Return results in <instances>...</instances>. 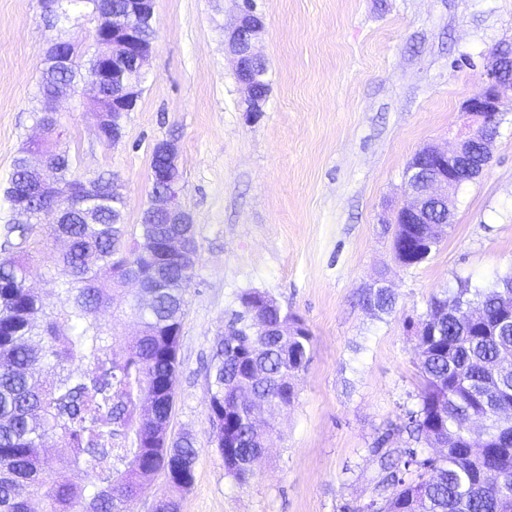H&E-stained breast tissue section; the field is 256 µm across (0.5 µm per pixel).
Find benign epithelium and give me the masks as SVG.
<instances>
[{"mask_svg":"<svg viewBox=\"0 0 512 512\" xmlns=\"http://www.w3.org/2000/svg\"><path fill=\"white\" fill-rule=\"evenodd\" d=\"M155 0H126L122 11L103 10L94 7L75 14L74 19L91 18L97 21L94 41L100 56V65L85 83L93 93L92 104L86 112L93 120L99 139H104L101 121L98 116L97 102L101 89L112 87V109L125 116L135 110L140 99L139 88L127 84L123 77L111 65L118 56L132 58L134 67L147 75V62L151 55V45L139 39L135 28L138 18L154 17ZM265 28L264 17L257 13L253 0H243V6L235 24L224 33L225 42L235 58L236 77L245 94L247 112L254 114L263 111L264 99L255 93V85L261 81L263 73L251 68V64L260 60L255 45L261 39ZM79 52V45L69 37H59L46 52L57 66L72 64ZM482 91L465 101L462 105L465 121L454 135L451 148L435 146L424 147L418 159L411 162L406 174V186L409 202L397 210L396 224H422L426 241H435L446 233L448 222L435 223L428 219L429 205L433 202H446L453 207L452 193L463 177L474 179L482 170H473L463 174V162L473 144L480 145L485 162H490V145L497 133L490 132L499 126L500 117L507 105H512V46L501 44L486 58L483 72ZM55 92L43 101V118L37 122L40 131L39 143L49 151H34L28 155V166L35 174L32 186L26 191L36 200L48 201L46 213L60 222L70 210L80 208L102 191L98 177L90 175L79 182L66 186L58 177L50 158V153L67 155L63 149L64 131L58 120ZM179 170L178 146L173 138L156 142L152 150V178L163 182V188L152 193L150 210L167 218L171 224H189V213L179 203L181 179L176 176ZM169 250L185 260H192L185 236L181 234L168 238Z\"/></svg>","mask_w":512,"mask_h":512,"instance_id":"7a95c632","label":"benign epithelium"}]
</instances>
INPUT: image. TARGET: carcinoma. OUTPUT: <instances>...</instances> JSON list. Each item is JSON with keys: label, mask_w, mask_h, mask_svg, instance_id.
I'll return each mask as SVG.
<instances>
[{"label": "carcinoma", "mask_w": 512, "mask_h": 512, "mask_svg": "<svg viewBox=\"0 0 512 512\" xmlns=\"http://www.w3.org/2000/svg\"><path fill=\"white\" fill-rule=\"evenodd\" d=\"M97 68L95 54L82 55L60 70L45 64L39 96L77 84ZM32 179L23 156L13 161L4 196L11 205ZM121 204L108 202L92 223L72 212L67 223L41 218L29 224L9 219L0 230V512H127L154 473L180 470L168 491L155 498L157 512H179V498L193 484L197 452L187 435L169 434L178 368L179 333L185 314L182 283L195 267L169 257L162 247L179 229L144 209L140 223H115ZM63 238L68 248L48 276L55 302L48 306L27 286L32 252L40 240ZM395 245L410 250L409 263L426 260L420 225L398 224ZM142 279L151 294L145 306L120 285ZM241 308L264 329L234 314L211 359L208 379L212 441L224 471L243 486L266 450L269 431L259 417L296 398L288 382L309 362L312 336L297 317L256 292L239 296ZM366 304L389 312L394 296L377 290ZM480 312L476 323L448 313L454 305ZM131 314L142 324L134 340L115 349L118 336L98 318ZM423 386L418 410L404 430L415 442L440 449L391 448L383 454L384 475L375 512H512V271L487 288L469 282L432 297L416 345ZM86 365L77 374L74 364ZM63 453L48 458L47 439ZM86 480H69L71 471Z\"/></svg>", "instance_id": "1"}]
</instances>
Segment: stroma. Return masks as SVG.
I'll use <instances>...</instances> for the list:
<instances>
[{
  "label": "stroma",
  "mask_w": 512,
  "mask_h": 512,
  "mask_svg": "<svg viewBox=\"0 0 512 512\" xmlns=\"http://www.w3.org/2000/svg\"><path fill=\"white\" fill-rule=\"evenodd\" d=\"M254 3L270 87L261 114H247L224 43L241 0H156L149 78L122 140L98 141L82 96L61 95L58 118L78 173L122 182L128 224L149 199L154 144L178 138L198 243L169 426L197 450L180 512H349L372 499L382 450L408 444L388 429L417 407L416 329L431 296L512 270L510 109L438 249L403 267L392 248L407 164L424 146L450 147L486 58L512 43V0ZM59 32L41 0H0V189L37 133L36 81ZM379 283L396 297L387 313L366 305ZM250 289L301 318L312 347L241 487L211 441L205 372Z\"/></svg>",
  "instance_id": "35a3bbf8"
}]
</instances>
